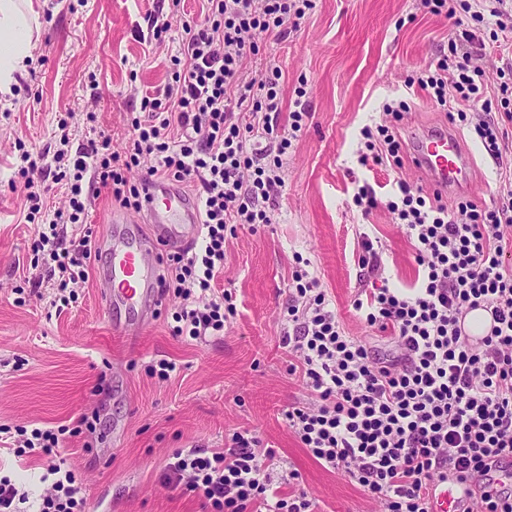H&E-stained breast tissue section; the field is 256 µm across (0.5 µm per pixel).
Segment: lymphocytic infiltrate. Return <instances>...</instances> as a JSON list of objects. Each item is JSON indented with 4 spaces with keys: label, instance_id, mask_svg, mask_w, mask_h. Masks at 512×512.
Listing matches in <instances>:
<instances>
[{
    "label": "lymphocytic infiltrate",
    "instance_id": "lymphocytic-infiltrate-1",
    "mask_svg": "<svg viewBox=\"0 0 512 512\" xmlns=\"http://www.w3.org/2000/svg\"><path fill=\"white\" fill-rule=\"evenodd\" d=\"M169 5L170 19L152 18V36L162 40L171 18H179L181 53L171 59V81L142 94L125 149L111 150L105 137L72 156L59 150L51 172L43 155L28 153L18 181L36 214L43 177L52 173L66 186L68 206L54 210L50 226L85 227L67 243L42 233L31 244L62 289L87 281L95 250L85 183L109 188L121 207L136 211L147 179L195 191L202 242L171 255V275L160 286L180 300L172 335L203 341L221 335L235 314L231 293L217 286L227 229L274 223L285 187L282 157L290 134L303 132L308 117L290 112L289 135L278 134L282 70L249 76L244 63L258 53L259 34L286 35L311 3L203 0L194 15L182 13L181 0ZM472 40L466 31L450 40V57L438 59L419 87L451 108L442 75L453 67L462 100L487 112L496 104L512 108V99H487L477 82L482 69L472 66L469 54H458ZM361 142V164L401 165L397 125L364 126ZM505 191L502 206L463 202L452 212L440 196L398 182L387 207L405 226L422 275L413 287L376 288L353 301L368 326L390 332L389 356L373 358L346 335L315 276L301 268L292 273L287 322L293 332L283 338L292 358L288 372L312 388L317 401L288 407L284 420L316 461L345 472L385 512H430V489L448 473L477 480L475 512H512V489L495 477L503 465L512 466V268L503 260L508 244L502 233L512 224V183ZM477 308L490 312L496 326L473 343L463 336L460 319ZM277 461L274 445L243 428L232 433L227 448L174 451L164 481L214 512H318L305 492L279 490ZM53 473L39 512H86L74 472L57 467Z\"/></svg>",
    "mask_w": 512,
    "mask_h": 512
}]
</instances>
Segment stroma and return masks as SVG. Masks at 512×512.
<instances>
[{"instance_id":"35a3bbf8","label":"stroma","mask_w":512,"mask_h":512,"mask_svg":"<svg viewBox=\"0 0 512 512\" xmlns=\"http://www.w3.org/2000/svg\"><path fill=\"white\" fill-rule=\"evenodd\" d=\"M39 13L34 61L12 95L0 94V478L10 479L37 500L54 465L72 470L82 485L88 512H205L198 498L166 488L161 476L178 448L224 447L237 428L257 430L277 448L275 478L299 474L298 490L321 512H368L362 489L341 471L321 466L301 448L282 412L310 404L313 391L288 373L282 344L283 318L296 257L332 302L347 335L384 356L391 346L352 307L361 288L408 287L417 277L414 248L382 201L397 181L421 185L411 166L361 165L360 130L385 122L383 106L405 101L401 133L440 127L450 118L412 85V78L447 53L460 29L486 45L485 95L500 97L512 86V0L500 23L470 15H432L419 0H314L298 28L287 36L262 35L258 55L248 57L255 75L276 65L283 71L284 112L303 104L306 129L283 156L284 191L275 223L238 230L224 245L221 287L232 292L237 315L223 335L206 342L173 336L175 297H162L140 321L135 343L113 334L98 292L102 260L75 302L64 303L30 250L40 224L10 180L21 166V150L52 158L59 147V119L69 125V152L107 136L124 148L127 119L138 111L134 88L171 80V54L178 42L153 48L149 20L159 0H33ZM304 87L297 96L296 87ZM36 99L19 105L17 96ZM96 121H87V113ZM499 132L498 155L470 140L476 177L469 190L445 197L448 207L471 202L495 207L512 178V120L489 112ZM370 184L381 204L362 213L353 203L359 186ZM380 241L381 275L358 265L362 237ZM178 366L162 380L150 366ZM96 415L94 431L81 429ZM65 428L56 457L17 456L18 428Z\"/></svg>"}]
</instances>
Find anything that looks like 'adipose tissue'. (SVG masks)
<instances>
[{
	"instance_id": "ef3b65f1",
	"label": "adipose tissue",
	"mask_w": 512,
	"mask_h": 512,
	"mask_svg": "<svg viewBox=\"0 0 512 512\" xmlns=\"http://www.w3.org/2000/svg\"><path fill=\"white\" fill-rule=\"evenodd\" d=\"M38 13L32 0H0V93L9 94L32 59Z\"/></svg>"
}]
</instances>
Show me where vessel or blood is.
I'll list each match as a JSON object with an SVG mask.
<instances>
[{"label":"vessel or blood","mask_w":512,"mask_h":512,"mask_svg":"<svg viewBox=\"0 0 512 512\" xmlns=\"http://www.w3.org/2000/svg\"><path fill=\"white\" fill-rule=\"evenodd\" d=\"M410 161L433 191L441 194L463 191L471 185L474 166L471 149L451 127H423L410 134ZM149 235L138 229L127 232L122 241L104 237L100 251L106 267L99 276V295L113 329L133 335V323L123 320L122 309L147 308L154 304V288L159 266L158 251L185 247L200 231V211L196 201L179 188L159 179L150 180L142 201ZM474 486L458 481L455 475L437 481L432 512H465Z\"/></svg>","instance_id":"1"}]
</instances>
